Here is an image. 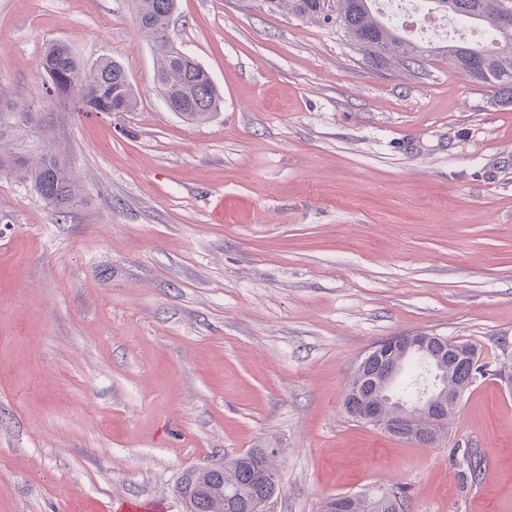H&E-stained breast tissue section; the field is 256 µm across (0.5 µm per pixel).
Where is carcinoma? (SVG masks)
<instances>
[{
    "mask_svg": "<svg viewBox=\"0 0 512 512\" xmlns=\"http://www.w3.org/2000/svg\"><path fill=\"white\" fill-rule=\"evenodd\" d=\"M280 11L306 19H328L337 12L336 21L350 40L374 65L421 67L432 56L448 59V67L465 73L471 80L494 87L501 99L512 104V30L498 28L502 0H437L435 10L444 15L462 16L487 28L493 38L487 44L469 46L450 41L444 45H419L402 37L398 26L385 21L375 9L376 0H337L338 8H329V0H268ZM176 9V0H137L135 24L152 42L155 58L154 84L170 100V110L188 121L203 122L221 110L223 96L210 73L196 58L177 48L168 29ZM39 68L48 77L49 103L67 104L77 113L131 112L137 95L123 65L106 58L88 66L77 59L63 42L51 43ZM54 119L44 106L29 102L0 86V175L18 173L30 179L36 192L66 218L81 206L85 198L72 163L65 150L50 133ZM445 383L448 405L487 376L512 383V374L490 369L478 363L477 350L468 343L446 352ZM424 369L418 357L403 359L401 375L387 389L391 399L386 413L396 422L392 434L415 439L420 432V416L414 413L422 391L417 382ZM385 359L375 358L355 369L349 390L357 399L366 400L385 384ZM262 459L268 475L278 477L275 450L254 448L227 460L224 475L187 472L178 486L188 512H248L253 498L275 493L253 479L254 460ZM322 512H403L397 496L352 494L343 500L325 501Z\"/></svg>",
    "mask_w": 512,
    "mask_h": 512,
    "instance_id": "cac0c4a2",
    "label": "carcinoma"
}]
</instances>
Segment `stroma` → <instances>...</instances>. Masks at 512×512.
<instances>
[{"instance_id": "1", "label": "stroma", "mask_w": 512, "mask_h": 512, "mask_svg": "<svg viewBox=\"0 0 512 512\" xmlns=\"http://www.w3.org/2000/svg\"><path fill=\"white\" fill-rule=\"evenodd\" d=\"M134 12L0 0L1 87L45 102L37 64L63 41L121 62L138 98L55 106L86 198L67 218L0 176V512H185L188 470L254 448L277 455L268 512L383 491L405 512H512L497 377L426 445L344 405L392 336L512 366V105L439 58L375 68L332 20L178 0L171 39L224 95L191 123Z\"/></svg>"}]
</instances>
